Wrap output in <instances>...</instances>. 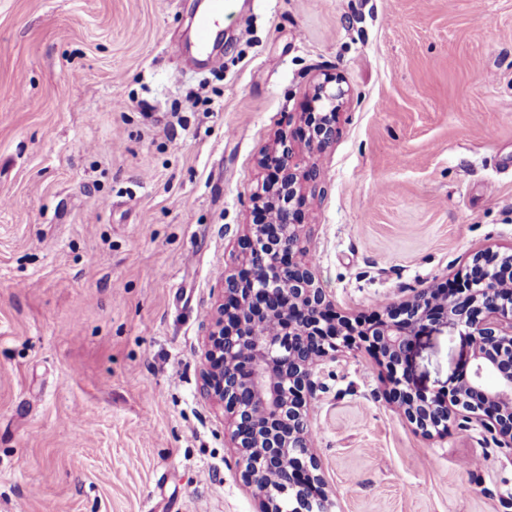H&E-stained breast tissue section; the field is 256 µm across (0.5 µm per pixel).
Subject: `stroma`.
<instances>
[{"label":"stroma","mask_w":512,"mask_h":512,"mask_svg":"<svg viewBox=\"0 0 512 512\" xmlns=\"http://www.w3.org/2000/svg\"><path fill=\"white\" fill-rule=\"evenodd\" d=\"M197 0H0V512H257L200 393L205 318L238 272L286 132L316 284L353 317L512 247V0H252L218 61L170 46ZM350 90L310 155L312 85ZM458 331L415 338L430 394ZM314 402L334 512H512V450L414 430L374 356Z\"/></svg>","instance_id":"obj_1"}]
</instances>
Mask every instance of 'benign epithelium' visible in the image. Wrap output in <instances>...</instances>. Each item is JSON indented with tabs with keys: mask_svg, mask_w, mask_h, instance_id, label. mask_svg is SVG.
<instances>
[{
	"mask_svg": "<svg viewBox=\"0 0 512 512\" xmlns=\"http://www.w3.org/2000/svg\"><path fill=\"white\" fill-rule=\"evenodd\" d=\"M349 90L325 79L314 90L319 111L308 113L309 149L322 151L336 138V117ZM279 181L254 199L274 204V235L251 228L241 263L250 277H224L223 303L210 322L202 394L224 404L236 465L260 512H332L314 445L312 402L339 353L376 354L388 374L389 394L422 434L448 432V423L480 425L499 448H512V255L477 251V278L460 277L447 288H413L388 302L381 321L360 335L334 309L301 258L300 225L293 201L302 186L295 151L278 143ZM288 255V262L281 261ZM451 327L467 337L471 356L444 394L413 391L405 366L417 334Z\"/></svg>",
	"mask_w": 512,
	"mask_h": 512,
	"instance_id": "1",
	"label": "benign epithelium"
}]
</instances>
